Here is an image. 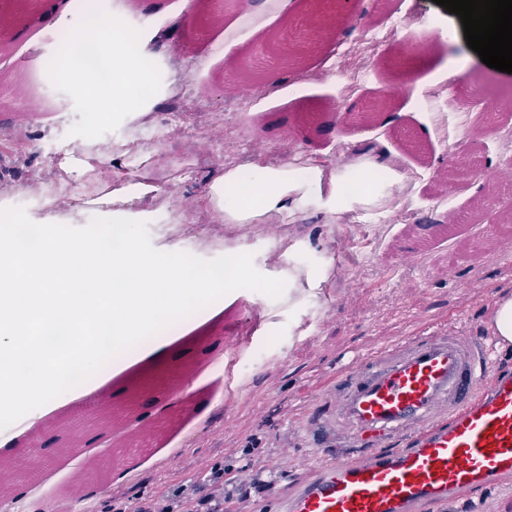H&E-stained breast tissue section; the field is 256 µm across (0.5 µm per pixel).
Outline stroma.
Here are the masks:
<instances>
[{"mask_svg": "<svg viewBox=\"0 0 512 512\" xmlns=\"http://www.w3.org/2000/svg\"><path fill=\"white\" fill-rule=\"evenodd\" d=\"M68 23L104 25L123 17L149 43L146 66L153 88L132 84L121 90V111L101 117L84 110L81 96L59 81L46 80L68 53L56 42L62 25L42 12L17 26L0 47L13 76H26L27 96L0 84V185L12 192L0 206H24L29 219L86 226L92 218H127L151 225L152 245L180 252L184 244L172 224L195 225V256L214 259L237 247L253 256L262 274L285 279L281 299L239 289L164 330L171 342L162 358L141 342L113 359L128 398L115 396L108 371L91 377L102 394L99 427L111 452L132 460L136 470H109L90 499L91 512H135L148 501L185 485L193 486L217 462L244 467L251 486L226 503L227 512H255L268 504L271 489L290 490L310 469L317 453L302 421L318 394L353 358L390 345L403 336L448 329L489 341L500 296L512 294V216L499 205L512 196V181L497 187L475 178L446 186L448 150L464 131L474 133L489 171L512 166V74L487 67L464 37L446 41L441 30L459 25L458 16L435 0H360L356 13L334 24L321 38L306 19L304 0H249L228 6L206 24H196L198 0H66ZM413 25L380 48L374 70L355 94L339 73L336 56L360 46L366 33L391 16ZM427 52L426 65L405 78L401 63L412 49ZM276 62L275 85L247 94L234 111L225 101L238 63L248 57ZM38 59L36 73L25 66ZM466 69L445 79L448 59ZM406 82L381 115L382 126L347 121L348 106L364 110L385 100ZM494 88V108L503 130L480 128L477 111H458L464 99L484 106ZM170 138L180 153L166 150ZM252 148L251 162L267 165L271 154L305 159L325 170L352 162L387 166L401 176L399 187L376 185L355 198L359 224L328 213L316 190L291 195L274 229L263 224H228L206 191L234 165L240 141ZM209 154L198 165L199 154ZM144 193L124 200L131 185ZM447 201L433 202L439 192ZM420 207L422 224H398L402 198ZM358 254L348 270L339 244ZM196 381H183L186 367ZM195 401L176 411V395ZM66 400L41 418L36 444L19 440L0 461L41 457L50 469L43 483L16 476L26 495L18 512H70L61 493L78 457L64 454L58 425L74 408ZM124 414L140 434L117 443L113 414Z\"/></svg>", "mask_w": 512, "mask_h": 512, "instance_id": "35a3bbf8", "label": "stroma"}]
</instances>
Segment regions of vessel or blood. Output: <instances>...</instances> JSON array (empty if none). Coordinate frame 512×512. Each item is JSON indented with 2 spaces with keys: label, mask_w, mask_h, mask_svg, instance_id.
<instances>
[{
  "label": "vessel or blood",
  "mask_w": 512,
  "mask_h": 512,
  "mask_svg": "<svg viewBox=\"0 0 512 512\" xmlns=\"http://www.w3.org/2000/svg\"><path fill=\"white\" fill-rule=\"evenodd\" d=\"M304 425L327 451L345 437L361 455L320 458L275 512H422L512 479V374L457 331L356 357Z\"/></svg>",
  "instance_id": "1"
}]
</instances>
